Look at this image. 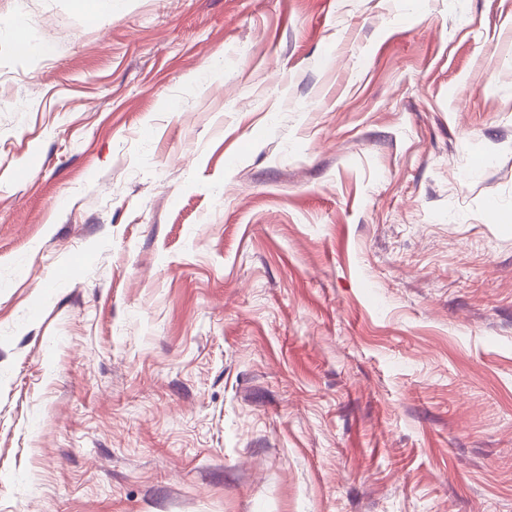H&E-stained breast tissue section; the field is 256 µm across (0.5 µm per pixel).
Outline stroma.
Wrapping results in <instances>:
<instances>
[{
	"instance_id": "1",
	"label": "stroma",
	"mask_w": 512,
	"mask_h": 512,
	"mask_svg": "<svg viewBox=\"0 0 512 512\" xmlns=\"http://www.w3.org/2000/svg\"><path fill=\"white\" fill-rule=\"evenodd\" d=\"M0 512H512V0H0Z\"/></svg>"
}]
</instances>
